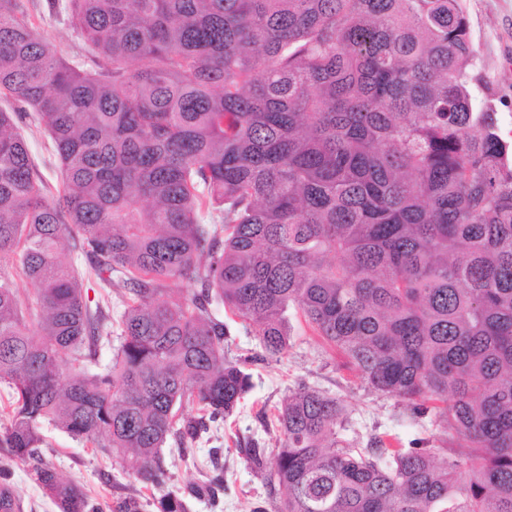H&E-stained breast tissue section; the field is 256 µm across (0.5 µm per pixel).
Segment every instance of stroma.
Instances as JSON below:
<instances>
[{
    "mask_svg": "<svg viewBox=\"0 0 512 512\" xmlns=\"http://www.w3.org/2000/svg\"><path fill=\"white\" fill-rule=\"evenodd\" d=\"M471 38L477 49L476 71L481 78L476 97L491 95L498 111L499 133L512 138V0H463ZM37 31L56 45L67 58L85 56L87 48L72 30L50 13L49 0H28ZM31 156L49 188L59 185L58 162L47 135L34 114L18 121ZM224 342V359L244 363L252 388L234 415L220 426L211 427L188 449L169 438L162 451L167 469L166 491H183L190 483L210 478L221 468L224 490L215 497L193 498L189 512H278L280 495L266 473L247 466L237 445L250 443L275 455L283 442L276 422L277 410L299 385H306L338 398L345 409L340 436L366 447L371 438L384 433L403 445L418 442L438 446L442 433L433 416L414 418L407 402L370 389L359 372L338 349L327 344L303 318L292 317L288 347L277 358L269 357L251 325L230 322ZM41 452L64 478L73 481L101 506L124 496L141 498L143 512H156L153 498L142 483L121 468L123 454L103 450L70 438L53 426L42 428ZM0 468L23 503L22 512H58L37 483L28 463L13 458L0 447Z\"/></svg>",
    "mask_w": 512,
    "mask_h": 512,
    "instance_id": "35a3bbf8",
    "label": "stroma"
}]
</instances>
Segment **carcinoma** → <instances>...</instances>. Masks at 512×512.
I'll list each match as a JSON object with an SVG mask.
<instances>
[{
  "mask_svg": "<svg viewBox=\"0 0 512 512\" xmlns=\"http://www.w3.org/2000/svg\"><path fill=\"white\" fill-rule=\"evenodd\" d=\"M50 7L90 64L0 0V445L60 512L99 507L38 456L42 424L127 451L122 468L158 488L173 429L191 444L234 413L250 377L224 362L215 302L272 358L302 316L369 388L450 435L357 448L337 439L340 400L301 386L277 413L280 512H512V143L473 96L461 0ZM27 112L59 162L54 194L17 131ZM65 237L101 288L124 289L117 315L85 300ZM242 453L264 470L266 449Z\"/></svg>",
  "mask_w": 512,
  "mask_h": 512,
  "instance_id": "1",
  "label": "carcinoma"
}]
</instances>
